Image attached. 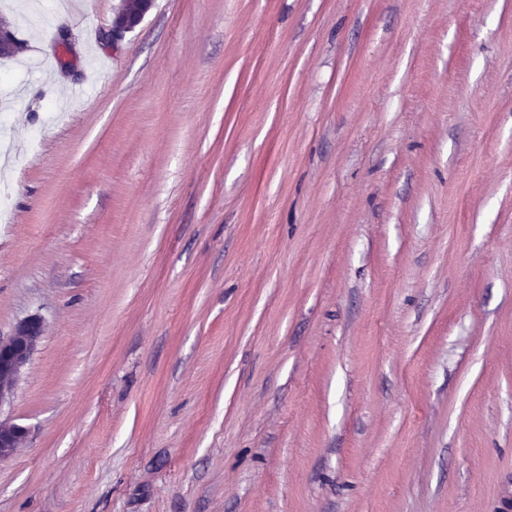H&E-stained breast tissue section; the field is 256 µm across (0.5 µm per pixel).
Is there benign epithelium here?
Instances as JSON below:
<instances>
[{"label": "benign epithelium", "instance_id": "obj_1", "mask_svg": "<svg viewBox=\"0 0 512 512\" xmlns=\"http://www.w3.org/2000/svg\"><path fill=\"white\" fill-rule=\"evenodd\" d=\"M138 3L139 9L134 14L118 10L105 39L115 43L132 32L150 11L154 0H138ZM42 331L41 318L31 316L18 322L11 336L0 338V407L13 396L19 377L42 338ZM27 435L25 426L0 419V461L11 457Z\"/></svg>", "mask_w": 512, "mask_h": 512}]
</instances>
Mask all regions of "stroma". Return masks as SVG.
Listing matches in <instances>:
<instances>
[{"instance_id":"stroma-1","label":"stroma","mask_w":512,"mask_h":512,"mask_svg":"<svg viewBox=\"0 0 512 512\" xmlns=\"http://www.w3.org/2000/svg\"><path fill=\"white\" fill-rule=\"evenodd\" d=\"M118 5L0 0V512H505L512 0ZM125 1H122L111 28L105 34V39L112 40V44L124 38L127 33L132 32L142 22L154 4V0H137L139 3L138 11L134 14L125 15L123 10ZM40 317L18 322L11 336L0 338V406L9 402L19 377L42 338ZM27 435L28 429L25 426L0 418V461L11 457Z\"/></svg>"}]
</instances>
